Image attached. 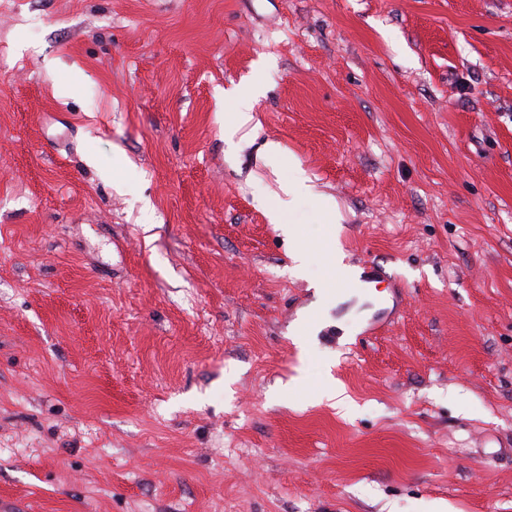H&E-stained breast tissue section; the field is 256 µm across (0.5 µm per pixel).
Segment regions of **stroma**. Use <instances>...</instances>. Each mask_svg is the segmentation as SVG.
Here are the masks:
<instances>
[{
	"label": "stroma",
	"mask_w": 512,
	"mask_h": 512,
	"mask_svg": "<svg viewBox=\"0 0 512 512\" xmlns=\"http://www.w3.org/2000/svg\"><path fill=\"white\" fill-rule=\"evenodd\" d=\"M0 512H512V0H0ZM235 111L230 120L229 133L234 134L239 129L247 126L253 120L255 105L261 95V87L257 82H252L235 91ZM308 181L309 179L305 175V172L300 167H298L294 169L291 178H288V181L282 184L281 191L288 199H281L280 204L270 210V218L274 224L285 223V207L288 205L289 209L296 199L309 194L310 186Z\"/></svg>",
	"instance_id": "stroma-1"
}]
</instances>
